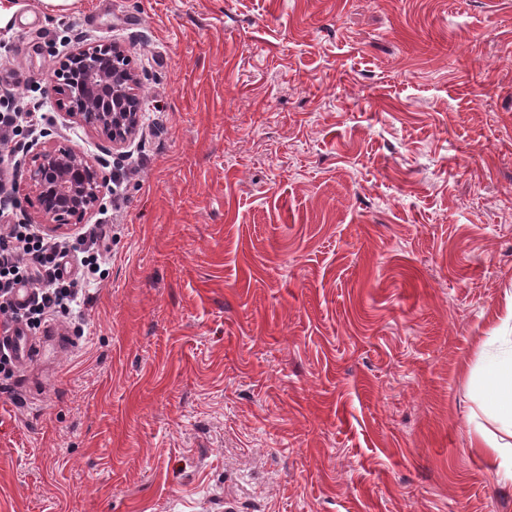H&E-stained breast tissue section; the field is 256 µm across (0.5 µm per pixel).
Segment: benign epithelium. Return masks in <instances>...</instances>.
<instances>
[{
  "label": "benign epithelium",
  "mask_w": 512,
  "mask_h": 512,
  "mask_svg": "<svg viewBox=\"0 0 512 512\" xmlns=\"http://www.w3.org/2000/svg\"><path fill=\"white\" fill-rule=\"evenodd\" d=\"M137 80L125 64L117 43L77 50L72 62L58 72L55 93L68 102L72 123L92 127L115 149L126 147L139 131ZM110 179L106 167L90 161L78 149L62 143L35 153L27 169L26 186L38 193L40 217L61 226L97 206Z\"/></svg>",
  "instance_id": "obj_1"
}]
</instances>
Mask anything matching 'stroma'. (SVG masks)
<instances>
[{"mask_svg": "<svg viewBox=\"0 0 512 512\" xmlns=\"http://www.w3.org/2000/svg\"><path fill=\"white\" fill-rule=\"evenodd\" d=\"M0 81L125 168L75 350L0 393V512H512L470 439L512 356V0H13ZM118 43L141 131L72 129Z\"/></svg>", "mask_w": 512, "mask_h": 512, "instance_id": "35a3bbf8", "label": "stroma"}]
</instances>
